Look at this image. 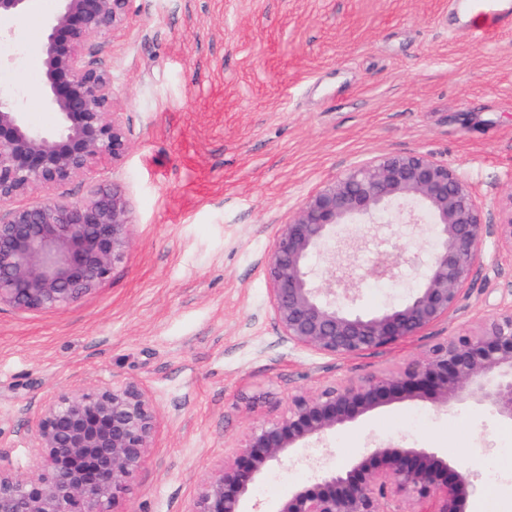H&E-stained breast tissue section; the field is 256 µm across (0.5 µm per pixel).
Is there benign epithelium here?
<instances>
[{"label":"benign epithelium","instance_id":"1","mask_svg":"<svg viewBox=\"0 0 512 512\" xmlns=\"http://www.w3.org/2000/svg\"><path fill=\"white\" fill-rule=\"evenodd\" d=\"M30 0H0V19ZM130 0H60L42 34L44 104L49 129L31 126L16 93L0 87V305L38 313L64 309L106 281L130 246L124 195L96 188L82 202L46 196L86 177L97 160L125 156L127 131L114 112V37ZM426 222L432 243L421 257L400 247L372 252L363 274L346 256L341 233L370 230L382 217ZM493 248L482 252L484 238ZM512 256V196L491 223L470 184L450 165L422 154L391 155L351 170L309 195L281 225L264 260L275 322L288 343L346 358L392 348L448 319L467 294L476 264ZM322 257L329 268L311 265ZM422 265L418 288L376 311L356 305L359 284L391 278L399 264ZM473 402L512 425V309L475 331L450 336L395 373L327 385L293 397L281 419L254 430L200 489L192 512H244L254 484L291 452L309 447L359 416L395 400ZM156 416L138 383L60 391L37 417L31 475L0 463V512H118L153 447ZM469 476L430 448L366 449L345 468L316 472L314 483L277 512H463ZM412 510H406V506Z\"/></svg>","mask_w":512,"mask_h":512}]
</instances>
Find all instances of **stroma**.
Instances as JSON below:
<instances>
[{
  "mask_svg": "<svg viewBox=\"0 0 512 512\" xmlns=\"http://www.w3.org/2000/svg\"><path fill=\"white\" fill-rule=\"evenodd\" d=\"M112 42V96L130 145L83 179L70 200L116 188L134 224L110 277L60 311L0 305V458L26 476L42 402L61 390L135 382L156 413L154 446L128 512H192L200 485L293 396L380 374L512 306V257L476 266L461 308L395 347L330 358L288 344L269 303L263 259L303 200L381 155L424 154L456 167L488 221L512 195V27L468 35L448 0H131ZM48 13L0 21V85L28 122L52 128L32 70ZM430 245L426 225L379 224L350 249ZM422 267L365 281L358 305L402 303ZM420 423H413L416 413ZM497 417L473 405L395 401L268 470L271 512L315 469L389 443L432 448L473 488L465 512H512L481 461L501 446Z\"/></svg>",
  "mask_w": 512,
  "mask_h": 512,
  "instance_id": "obj_1",
  "label": "stroma"
}]
</instances>
